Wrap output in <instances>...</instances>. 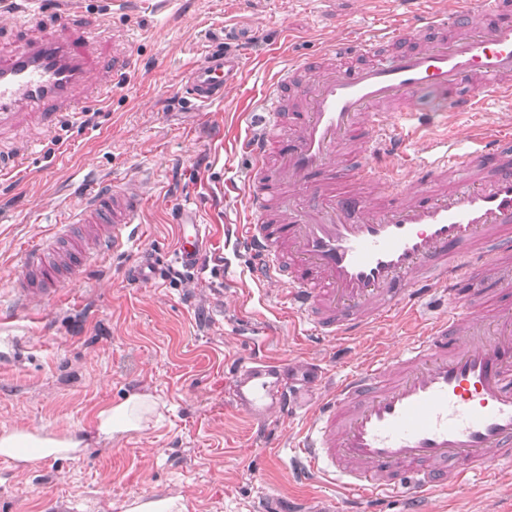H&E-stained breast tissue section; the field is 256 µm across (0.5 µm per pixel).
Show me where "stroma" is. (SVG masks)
<instances>
[{"instance_id":"35a3bbf8","label":"stroma","mask_w":512,"mask_h":512,"mask_svg":"<svg viewBox=\"0 0 512 512\" xmlns=\"http://www.w3.org/2000/svg\"><path fill=\"white\" fill-rule=\"evenodd\" d=\"M457 0H0V51L51 29L54 13L95 26L99 56L124 53L132 70L111 85L92 120L59 114L30 173L0 174V426L89 429L95 411L128 393L153 396L162 418L147 431L92 446L69 460L40 459L18 471L0 461V512H124L135 497L174 498L186 512H348L341 491L301 479L288 451L300 420L257 425L231 397L232 369L254 357L315 363L343 374L424 332L439 312L396 319L351 340L313 344L278 311L276 287L262 301L245 256L226 233L250 223L241 151L254 94L268 90L282 57L309 61L336 38L380 21L406 25L413 12L450 13ZM225 39L245 55L244 83L203 110L178 90L203 46ZM494 124L512 128V102L452 112L430 133L465 140ZM42 120L18 111L0 123V153L42 138ZM91 174L141 188L142 235L100 270L63 281L56 298L15 309L12 283L25 249L60 221L76 182ZM193 214L208 242L181 280L160 268L139 282L124 271L171 254ZM377 512H512V465L463 492L396 493Z\"/></svg>"}]
</instances>
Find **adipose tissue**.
I'll return each instance as SVG.
<instances>
[{"label":"adipose tissue","instance_id":"obj_1","mask_svg":"<svg viewBox=\"0 0 512 512\" xmlns=\"http://www.w3.org/2000/svg\"><path fill=\"white\" fill-rule=\"evenodd\" d=\"M160 418L158 401L151 395L134 392L117 404L99 409L88 437L78 431L44 427L0 428V460L23 468L38 459L76 458L84 454L89 440L106 443L117 440L156 425Z\"/></svg>","mask_w":512,"mask_h":512}]
</instances>
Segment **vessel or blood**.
I'll return each instance as SVG.
<instances>
[{
	"instance_id": "vessel-or-blood-1",
	"label": "vessel or blood",
	"mask_w": 512,
	"mask_h": 512,
	"mask_svg": "<svg viewBox=\"0 0 512 512\" xmlns=\"http://www.w3.org/2000/svg\"><path fill=\"white\" fill-rule=\"evenodd\" d=\"M485 13L480 25L467 7L418 13L403 28L336 40L322 60L289 62L243 147L254 221L235 226L233 249L250 258L256 285L280 286L307 341L364 335L433 297L448 304L423 336L341 375L309 411L294 450L304 479L365 503L464 489L512 462V264L501 261L512 254V133L488 126L468 145L421 149L413 138L448 113L512 100V12L488 0ZM93 42L58 14L51 33L0 55V116L17 104L83 112L75 90L101 85ZM242 68L239 53L212 41L182 95L202 108L223 102ZM353 142L357 165L343 152ZM405 157L414 189L366 200V185L398 181ZM74 195L65 230L27 251L14 282L20 303L55 297L61 278L137 238L139 193L85 180ZM204 238L202 224L183 222L174 260L194 265ZM475 293L498 297L491 315ZM323 376L284 359L252 361L235 368L232 396L256 420L288 418Z\"/></svg>"
}]
</instances>
